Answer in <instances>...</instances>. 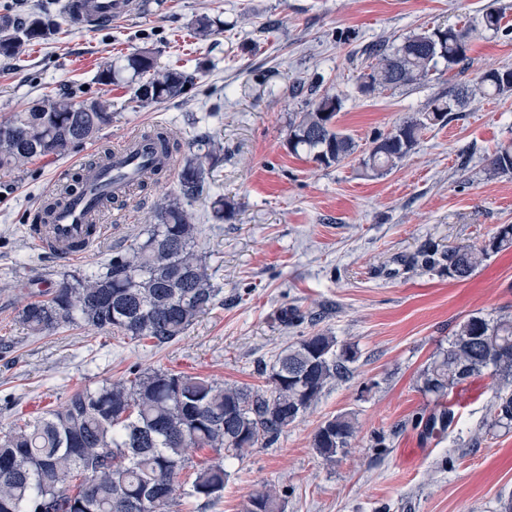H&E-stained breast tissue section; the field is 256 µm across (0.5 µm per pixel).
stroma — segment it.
Here are the masks:
<instances>
[{"instance_id":"35a3bbf8","label":"stroma","mask_w":512,"mask_h":512,"mask_svg":"<svg viewBox=\"0 0 512 512\" xmlns=\"http://www.w3.org/2000/svg\"><path fill=\"white\" fill-rule=\"evenodd\" d=\"M499 10L495 31L470 45V65L437 64L424 82L365 94L369 50L438 24L455 26ZM21 19L42 11L51 38L17 58L0 57V119L59 95L104 97L114 117L98 138L63 158H36L0 171V432L65 402L79 387L155 368L224 384L268 386L266 367L300 337L326 331L356 344L349 378L327 385L315 406L269 446L225 462L231 477L216 501L181 497L173 512H244L249 494L272 488L284 512H500L512 493V432L488 431L492 380L451 393L461 425L430 437L419 420L436 407L418 386L432 357L474 314H512V247L491 254L464 281L414 265L422 250L487 239L512 224V174L488 158L512 142V95L477 99L445 126L426 131L387 174L363 176L374 139L480 70L512 67V0H134L106 28L71 24L61 0H0ZM214 32L193 39L200 15ZM152 51L159 68L196 73L171 102H132L126 55ZM121 67V85L97 84L102 65ZM339 93L337 124L355 152L325 167L288 150V129L308 108L310 88ZM162 126L188 143L209 135L224 146L210 193L190 208L198 250L220 288L214 307L174 342L155 347L88 325L31 336L18 312L37 285L97 269L154 223L176 176L133 193L126 221L112 225L73 261L43 253L27 234L42 199L127 136ZM232 218L213 216L217 198ZM298 313L282 319L283 309ZM351 411L357 429L344 454L325 461L316 428Z\"/></svg>"}]
</instances>
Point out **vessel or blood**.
Returning a JSON list of instances; mask_svg holds the SVG:
<instances>
[{
  "mask_svg": "<svg viewBox=\"0 0 512 512\" xmlns=\"http://www.w3.org/2000/svg\"><path fill=\"white\" fill-rule=\"evenodd\" d=\"M69 17L76 26L92 27L100 19H122L132 9V0H69ZM153 153L150 144L132 134L112 149L108 160L97 167H85L84 174L96 184L100 197L84 194L56 209L48 223L28 227L30 237L47 254L60 260L85 255L107 232L108 219L120 218L113 201L130 196L133 178Z\"/></svg>",
  "mask_w": 512,
  "mask_h": 512,
  "instance_id": "1",
  "label": "vessel or blood"
}]
</instances>
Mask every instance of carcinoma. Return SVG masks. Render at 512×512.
I'll return each instance as SVG.
<instances>
[{
  "label": "carcinoma",
  "mask_w": 512,
  "mask_h": 512,
  "mask_svg": "<svg viewBox=\"0 0 512 512\" xmlns=\"http://www.w3.org/2000/svg\"><path fill=\"white\" fill-rule=\"evenodd\" d=\"M502 16L494 9L465 27L438 25L407 37L398 46H374L375 63L363 76L366 91L397 88L428 78L438 61L453 67L468 61L481 31H496ZM54 30L38 13L22 22L0 16V56L18 57ZM124 69L138 77L140 105L162 104L181 96L196 74L157 69L153 53L125 58ZM512 92V69L479 72L435 98L428 109L407 117L374 141L363 160L374 177L392 170L422 134L444 126L476 97ZM339 94L324 91L288 130V151L320 165H338L355 151L350 135L336 129ZM112 102L77 101L69 96L43 108L17 112L0 121V171L19 169L34 158L64 157L94 141L112 124ZM145 137L157 153L173 151L177 189L157 204L149 224L131 247L112 255L90 274H72L42 299H28L19 324L33 336L67 325H90L156 346L184 335L213 306L220 289L196 250L199 227L188 207L208 193L207 175L223 146L209 138L182 149L178 140L154 129ZM496 173H512V144L489 158ZM512 246V224H502L479 246L440 253L448 277L464 280L491 254ZM358 350L338 344L328 332L303 336L284 349L269 375V389L219 384L207 377L150 369L126 382L77 388L64 405L33 419H18L0 436V512H170L177 491L189 498L217 500L230 474L224 461L201 466L186 479L195 451L210 448L237 457L258 444L274 443L304 416L333 380L352 373ZM497 381L489 428H512V317L473 315L460 323L420 375L421 391L442 400L485 373ZM459 410L439 405L424 429L440 436L453 431ZM355 432L351 414L340 413L315 430L312 447L325 460L343 453ZM244 512H283L279 498L263 487L249 497Z\"/></svg>",
  "instance_id": "1"
}]
</instances>
